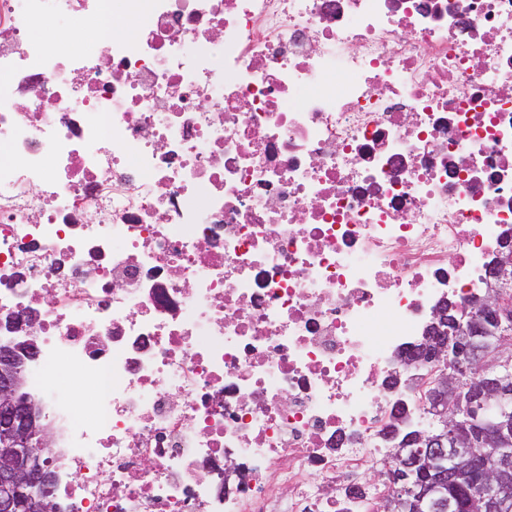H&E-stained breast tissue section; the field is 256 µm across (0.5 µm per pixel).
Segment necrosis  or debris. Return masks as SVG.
I'll use <instances>...</instances> for the list:
<instances>
[{"label": "necrosis or debris", "mask_w": 512, "mask_h": 512, "mask_svg": "<svg viewBox=\"0 0 512 512\" xmlns=\"http://www.w3.org/2000/svg\"><path fill=\"white\" fill-rule=\"evenodd\" d=\"M510 237L512 0H0V346L55 512H379L434 379L397 356ZM72 35V39L70 41H64L62 39H69ZM54 36L62 43V45L73 52H78L80 50L86 49L90 47L95 39V33L91 28L83 27V26H77L71 29H68V31H65L61 34L55 32Z\"/></svg>", "instance_id": "4bbe7bcc"}]
</instances>
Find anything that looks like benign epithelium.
<instances>
[{"label": "benign epithelium", "instance_id": "benign-epithelium-1", "mask_svg": "<svg viewBox=\"0 0 512 512\" xmlns=\"http://www.w3.org/2000/svg\"><path fill=\"white\" fill-rule=\"evenodd\" d=\"M422 348L429 351V361L439 370L438 400L448 403V410L438 413L444 425L441 434L423 433L411 445L415 455L397 453L403 470L414 468L424 459L445 463L448 480L465 482L475 470L487 478L476 494L478 512H512V414L504 409L512 400V374L490 372L483 367L491 355L506 356L512 351L508 338L500 336L491 343L486 336H472L465 343L450 338L439 339L435 332L425 334ZM479 367L476 384L463 387L462 377ZM21 384L19 359L13 349L0 350V512H14L15 498L40 483L47 485L50 475L19 461L13 442L30 441L28 455L37 459L44 451L37 436V420L32 406L17 397ZM465 413L485 425L478 443L456 436L457 417Z\"/></svg>", "mask_w": 512, "mask_h": 512}]
</instances>
